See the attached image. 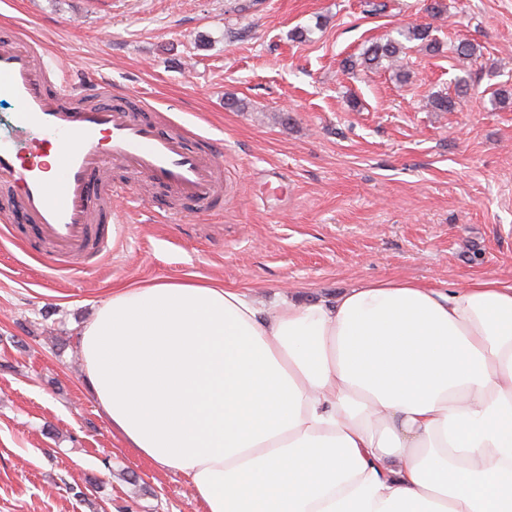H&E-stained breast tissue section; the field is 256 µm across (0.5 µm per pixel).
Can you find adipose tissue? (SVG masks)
<instances>
[{
  "label": "adipose tissue",
  "mask_w": 512,
  "mask_h": 512,
  "mask_svg": "<svg viewBox=\"0 0 512 512\" xmlns=\"http://www.w3.org/2000/svg\"><path fill=\"white\" fill-rule=\"evenodd\" d=\"M84 383L200 512H512V285L374 281L264 309L244 289L113 290Z\"/></svg>",
  "instance_id": "adipose-tissue-1"
}]
</instances>
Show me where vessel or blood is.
<instances>
[{"instance_id": "vessel-or-blood-1", "label": "vessel or blood", "mask_w": 512, "mask_h": 512, "mask_svg": "<svg viewBox=\"0 0 512 512\" xmlns=\"http://www.w3.org/2000/svg\"><path fill=\"white\" fill-rule=\"evenodd\" d=\"M95 94L81 106L69 72L30 41L0 45V99L16 106L0 134V189L11 193L10 213L84 269L112 245L110 170L133 171L201 210L224 207L222 143L196 147L193 130L143 118L128 94Z\"/></svg>"}]
</instances>
